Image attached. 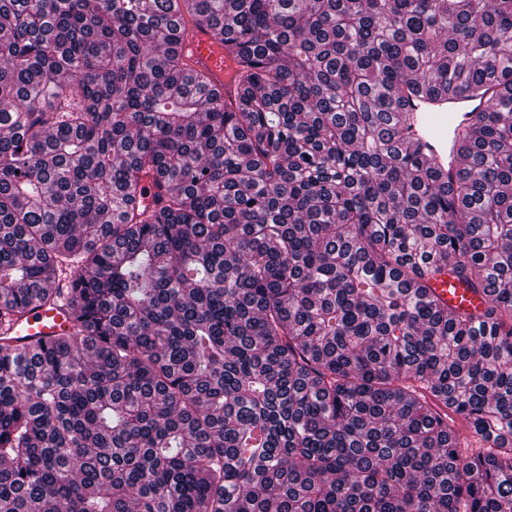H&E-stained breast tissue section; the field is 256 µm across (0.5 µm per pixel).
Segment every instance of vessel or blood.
I'll return each mask as SVG.
<instances>
[{"instance_id": "1", "label": "vessel or blood", "mask_w": 512, "mask_h": 512, "mask_svg": "<svg viewBox=\"0 0 512 512\" xmlns=\"http://www.w3.org/2000/svg\"><path fill=\"white\" fill-rule=\"evenodd\" d=\"M176 37L185 54L187 68L194 73H203L208 78V87L224 97L235 94L234 65L224 54V45L215 29L200 23L178 25ZM414 115L413 133L427 145L432 163L449 172H457L461 159L456 153L454 135L462 127L472 123L484 105L475 99L448 98L443 95L425 93L411 100ZM433 287L448 303L449 310L463 311L485 309L486 301L473 294L452 275H442L434 280ZM66 308L47 309L32 306L18 328L21 336L46 338L69 329Z\"/></svg>"}]
</instances>
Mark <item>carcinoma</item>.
<instances>
[{
	"instance_id": "obj_1",
	"label": "carcinoma",
	"mask_w": 512,
	"mask_h": 512,
	"mask_svg": "<svg viewBox=\"0 0 512 512\" xmlns=\"http://www.w3.org/2000/svg\"><path fill=\"white\" fill-rule=\"evenodd\" d=\"M427 91L486 103L451 177ZM64 296L0 512H512V0H0V328ZM175 36L185 54L187 68L192 73H203L210 90L224 98L235 94V64L224 56V45L215 29L200 23L179 24ZM432 280L435 292L448 302V310L471 311L477 308L483 311L486 308V301L479 295H474L465 285L452 275L444 274L436 276Z\"/></svg>"
}]
</instances>
